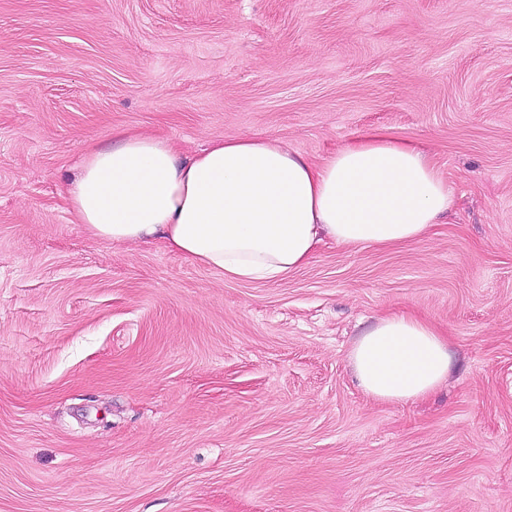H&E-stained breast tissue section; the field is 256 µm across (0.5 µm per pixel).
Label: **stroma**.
Instances as JSON below:
<instances>
[{
    "label": "stroma",
    "instance_id": "35a3bbf8",
    "mask_svg": "<svg viewBox=\"0 0 512 512\" xmlns=\"http://www.w3.org/2000/svg\"><path fill=\"white\" fill-rule=\"evenodd\" d=\"M386 128L454 203L275 282L75 223L90 142L312 160ZM410 312L453 358L377 402L348 352ZM0 512H512V0H0Z\"/></svg>",
    "mask_w": 512,
    "mask_h": 512
}]
</instances>
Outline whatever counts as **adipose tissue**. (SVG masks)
<instances>
[{"label": "adipose tissue", "mask_w": 512, "mask_h": 512, "mask_svg": "<svg viewBox=\"0 0 512 512\" xmlns=\"http://www.w3.org/2000/svg\"><path fill=\"white\" fill-rule=\"evenodd\" d=\"M67 200L93 237L158 238L191 263L255 282L287 278L326 240L394 248L420 238L453 194L431 159L384 129L317 162L270 137H227L185 158L166 137L120 132L87 149ZM349 362L368 396L403 402L435 391L452 355L436 327L397 313L357 338Z\"/></svg>", "instance_id": "obj_1"}]
</instances>
